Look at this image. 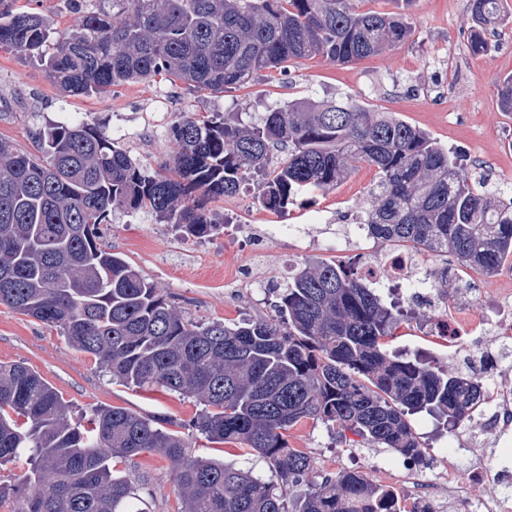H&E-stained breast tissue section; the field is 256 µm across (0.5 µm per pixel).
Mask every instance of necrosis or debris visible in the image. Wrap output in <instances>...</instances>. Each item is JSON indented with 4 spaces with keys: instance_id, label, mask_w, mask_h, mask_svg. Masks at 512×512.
I'll list each match as a JSON object with an SVG mask.
<instances>
[{
    "instance_id": "necrosis-or-debris-1",
    "label": "necrosis or debris",
    "mask_w": 512,
    "mask_h": 512,
    "mask_svg": "<svg viewBox=\"0 0 512 512\" xmlns=\"http://www.w3.org/2000/svg\"><path fill=\"white\" fill-rule=\"evenodd\" d=\"M419 257L409 251L389 252L370 256L363 266L365 277L382 283L400 300L418 298L426 302L432 317L428 332L458 344L462 337L482 328L479 320L455 318L447 314L436 301L420 268ZM496 405L490 416L473 419L464 426L463 444L473 443L487 428L500 419H512V394L499 389L494 376L479 373ZM459 450L449 447L443 451V468L434 478H425L422 471L397 470L392 461L373 463L368 468L370 478L388 477L396 483V497L404 512H456L458 505H467L469 512H512V452L492 445L481 457L467 467L458 463ZM447 482L448 495L440 497L438 485Z\"/></svg>"
}]
</instances>
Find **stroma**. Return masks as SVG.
Returning <instances> with one entry per match:
<instances>
[{
  "label": "stroma",
  "instance_id": "obj_1",
  "mask_svg": "<svg viewBox=\"0 0 512 512\" xmlns=\"http://www.w3.org/2000/svg\"><path fill=\"white\" fill-rule=\"evenodd\" d=\"M466 3L416 0L409 11L410 39L398 48L345 66L319 57L296 60L287 75L262 74L246 87L222 93L195 91L158 78L99 98L64 102L41 67L0 49V136L31 152L35 120L87 121L109 131L124 130L123 146L152 167L172 151L166 131L180 113L234 112L241 123L251 124L270 108L313 97L396 113L461 159L473 181L491 183L497 174L512 175V112L503 111L497 98L500 81L512 75V0H507L501 21L485 31L489 49L480 56L468 50ZM376 180L374 167L357 164L335 189L302 192L297 205L284 214L263 210L257 202L259 183L250 181L236 196L216 201V209L228 213L231 222L202 240L185 237L176 225L117 211L102 225L101 243L136 264L192 321L265 317L271 313V299L264 289L249 286L254 274L283 281L311 258L361 263L371 254L397 250V243L349 232L350 224L370 207ZM268 224H300L304 232L299 238L256 241ZM343 235L348 242L342 250L327 247L328 239ZM421 261L427 269L447 267L444 294L452 300L467 294V314L486 321L499 310L500 288L512 280L511 264L485 277L443 256L426 253ZM404 310L405 319L388 339L389 350L451 368L461 365V357L427 334L423 304H408ZM462 344L465 352L489 356L498 384L512 392V352L502 350L494 330L473 333ZM12 362L25 363L49 381L70 402L77 422L102 405L186 425L198 413L195 403L178 394L116 383L108 370L72 349L56 330L0 305V363ZM189 440L200 451H214L254 475L273 477L268 464L241 445L212 447L197 433ZM288 442L307 452L320 473L356 470L394 457L384 448L345 441L335 427L316 420L294 427ZM128 468L144 477L153 512H178L177 487L164 456L145 453L129 461Z\"/></svg>",
  "mask_w": 512,
  "mask_h": 512
}]
</instances>
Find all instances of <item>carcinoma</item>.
Segmentation results:
<instances>
[{"mask_svg": "<svg viewBox=\"0 0 512 512\" xmlns=\"http://www.w3.org/2000/svg\"><path fill=\"white\" fill-rule=\"evenodd\" d=\"M0 0V48L37 61L63 97H100L162 77L199 91L241 88L288 62L338 65L404 44L407 18L354 0H66L73 28ZM502 0H468L472 28L493 26ZM176 149L155 169L100 127L56 122L32 131L37 153L0 137V304L59 331L112 379L161 388L202 409L192 428L238 443L279 483L193 452L182 424L100 406L90 426L23 363L0 364V464L29 468L0 488L12 512H152L145 481L123 464L143 453L170 462L180 512H394L358 471H313L286 433L306 419L340 426L374 448L423 457L409 417L464 425L481 399L466 375L385 349L399 319L356 265L314 260L269 281L274 315L228 324L185 317L133 264L101 248L99 225L143 211L206 237L224 224L209 202L261 178V206L282 213L301 192L333 190L364 162L377 169L361 228L495 275L512 259V197L477 191L448 149L391 112L342 102H290L245 125L220 112L186 115Z\"/></svg>", "mask_w": 512, "mask_h": 512, "instance_id": "cac0c4a2", "label": "carcinoma"}]
</instances>
